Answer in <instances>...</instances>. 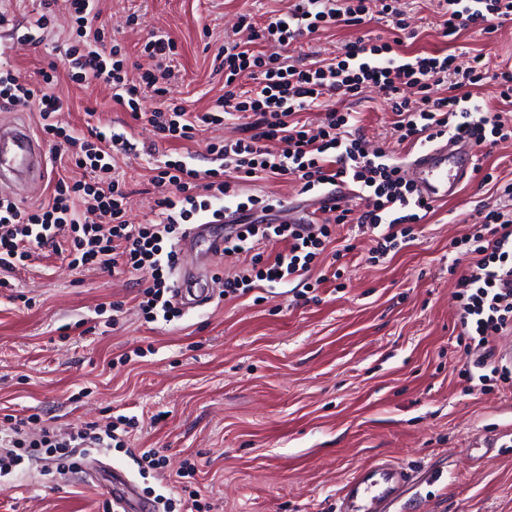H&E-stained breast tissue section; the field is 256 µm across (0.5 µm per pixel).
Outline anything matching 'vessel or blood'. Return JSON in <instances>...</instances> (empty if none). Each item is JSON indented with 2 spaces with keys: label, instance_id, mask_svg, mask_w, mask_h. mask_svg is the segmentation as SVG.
<instances>
[{
  "label": "vessel or blood",
  "instance_id": "vessel-or-blood-1",
  "mask_svg": "<svg viewBox=\"0 0 512 512\" xmlns=\"http://www.w3.org/2000/svg\"><path fill=\"white\" fill-rule=\"evenodd\" d=\"M475 151L470 140L445 141L419 152L411 162L414 183L423 199L448 198L471 174ZM45 156L26 126L0 121V180L26 183L45 169ZM206 242L205 253H197L198 242ZM224 236L212 225L193 224L180 243L185 258L176 280L177 298L188 309L211 302L206 255L223 253ZM419 483L415 471L389 460L359 470L343 487L336 512H392L393 507Z\"/></svg>",
  "mask_w": 512,
  "mask_h": 512
}]
</instances>
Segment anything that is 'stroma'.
I'll use <instances>...</instances> for the list:
<instances>
[{
	"label": "stroma",
	"instance_id": "stroma-1",
	"mask_svg": "<svg viewBox=\"0 0 512 512\" xmlns=\"http://www.w3.org/2000/svg\"><path fill=\"white\" fill-rule=\"evenodd\" d=\"M103 18L126 50L144 33L173 38L180 56L169 86L190 112H205L224 93L213 57L239 14L263 21L288 0H101ZM145 26L126 27L130 13ZM415 38L409 53L483 54L489 71L512 65V22L485 36L472 30L445 38L437 0H412ZM70 22L57 15L46 43L18 44L10 54L23 78L59 60L52 43ZM385 23L320 32L303 47L326 58L350 40L388 37ZM54 91L69 105L59 122L86 130V109L137 144L170 152L146 120H135L100 83L61 79ZM370 146L387 144L394 116L374 91L353 106ZM155 156L124 158L120 170L132 190L134 223L152 218L146 191ZM492 192L479 178L465 181L419 224L413 242L373 263L369 240L333 258L340 283L321 284L317 301L298 303L291 281L254 289L233 300H212L165 325L145 322L137 309L144 283L129 273L70 272L53 254L33 257L8 273L0 288V426L7 415L39 414L61 427H80L109 416H137L139 428L125 448L91 452L103 465L86 474L47 473L33 461L0 478V512H112V472L138 488L133 457L159 449L168 487L180 473L192 481L211 512H335L337 494L358 467L389 459L439 479L423 484L399 512H512V447H492L512 432V385L470 390L459 374L464 352L457 341L448 244L470 233L475 210ZM31 305L10 300L11 291ZM124 304L115 328L81 335L80 322L99 305ZM145 356H135V349Z\"/></svg>",
	"mask_w": 512,
	"mask_h": 512
}]
</instances>
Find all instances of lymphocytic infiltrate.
<instances>
[{
    "label": "lymphocytic infiltrate",
    "mask_w": 512,
    "mask_h": 512,
    "mask_svg": "<svg viewBox=\"0 0 512 512\" xmlns=\"http://www.w3.org/2000/svg\"><path fill=\"white\" fill-rule=\"evenodd\" d=\"M41 12L33 31H22L14 13L0 10V28H10L21 41L40 44V32L62 12L70 19L64 56L67 76L76 84L100 82L113 100L133 119H146L169 143L194 140L199 127L217 128L236 120L239 138L213 143L219 165L198 170L188 156L178 155L155 166V221L131 223L127 217L130 190L115 161L137 154L124 133L109 125L88 126L76 137L58 126L62 99L52 91L59 81L56 64L40 69V87L20 76L9 62L0 63V104L36 106L39 131L49 145L51 164L67 160L83 169L85 178L68 182L49 178L47 200L22 207L0 195V268L25 264L40 251L63 256L70 270L113 272L141 276L146 282L138 303L146 321L172 322L181 318L175 301L174 273L178 245L187 227L200 222L224 227L225 253L240 256V264L224 279L223 296H245L259 283L278 284L295 279L327 280L317 273L320 256L331 242V225L354 224L370 235L373 258L399 252L414 238V226L432 205L419 198L413 182L403 175V156L409 148L442 137L463 139L485 147L512 139V123L473 97L474 88L493 78L499 97L512 105V66L488 72L482 56L460 65L455 55L404 53L408 32L407 0H291L288 10H274L263 24L251 14L239 15L233 35L215 56L224 73V93L202 114L167 96L175 76L177 43L166 35L149 34L140 55L149 60L137 80L128 77V57L118 40L109 39L101 22L99 0H40ZM442 36L477 29L494 33L512 21V0H438ZM384 20L390 38L356 39L331 58L307 63L287 56L288 48L317 32L339 26L359 27ZM250 87H243V79ZM445 86L441 97L431 96ZM374 88L395 115L392 149H368L358 113L343 110V102ZM417 88L410 99L404 91ZM153 93L161 100L150 115L140 112V99ZM320 110L317 124L302 120L303 112ZM293 178L300 193L310 195L321 212L310 224L279 221L280 199L268 194L241 195L246 183ZM482 183L496 184L495 206H480L471 233L452 242L467 265L456 281L454 298L466 361L468 382H512V363L497 351L512 335V182L499 184L492 170ZM358 188L359 212L329 204L325 193L346 183ZM279 242L273 254L262 251L268 241ZM40 423L32 414L0 428V477L25 461L40 459L45 469L74 471L76 456L111 446L126 447L127 436L139 426L137 417L119 416L104 422L65 430L40 423L37 439L27 428Z\"/></svg>",
    "instance_id": "1"
}]
</instances>
